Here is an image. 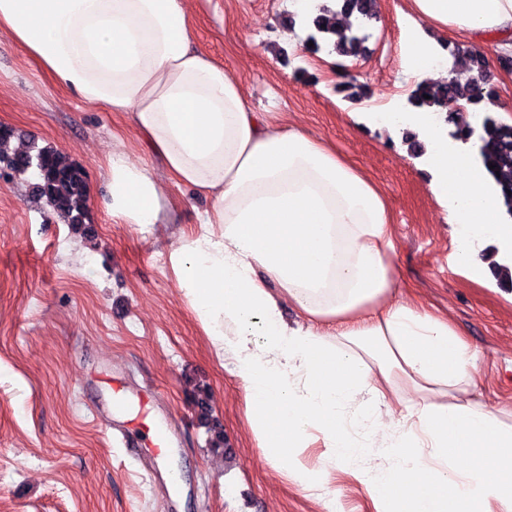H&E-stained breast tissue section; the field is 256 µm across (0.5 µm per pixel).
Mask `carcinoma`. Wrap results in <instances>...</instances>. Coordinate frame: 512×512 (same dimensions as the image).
I'll list each match as a JSON object with an SVG mask.
<instances>
[{"mask_svg": "<svg viewBox=\"0 0 512 512\" xmlns=\"http://www.w3.org/2000/svg\"><path fill=\"white\" fill-rule=\"evenodd\" d=\"M336 14L348 18L345 27L338 29L325 22L318 14L308 20L310 33L306 42L313 43L312 49L320 48L324 42L340 56L358 57L366 52V36L359 29L376 19V0H336ZM471 70L477 73L476 79L465 89H459L450 80L444 84L430 86L420 84L414 89L408 105L414 110L431 109L442 112L448 108V100L457 96L466 103L478 107L488 98H493L490 90V72L481 57L470 59ZM481 131L479 160L491 176L496 173L508 174V179L499 182L501 197L508 215L512 216V126L499 123L491 115H483L478 124ZM35 162L36 190L44 199L50 213L64 224H80L88 201V186L84 170L73 163L62 151L53 148L30 146L9 156V163L18 170L21 163ZM495 168H490V165Z\"/></svg>", "mask_w": 512, "mask_h": 512, "instance_id": "cac0c4a2", "label": "carcinoma"}]
</instances>
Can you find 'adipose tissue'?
Wrapping results in <instances>:
<instances>
[{"label": "adipose tissue", "instance_id": "obj_1", "mask_svg": "<svg viewBox=\"0 0 512 512\" xmlns=\"http://www.w3.org/2000/svg\"><path fill=\"white\" fill-rule=\"evenodd\" d=\"M403 60L415 83L447 80L442 35L512 55V0H407ZM90 108L126 113L178 187L208 202L204 230L173 249L178 287L216 353L233 351L264 455L301 486L296 455L318 433L354 467L377 512H512V425L474 401L475 356L448 320L393 299L391 216L377 186L339 152L256 111L193 42L190 0H0V33ZM360 124L411 127L458 266L512 269V217L470 146L428 110ZM106 207L151 231L165 192L147 165L109 154ZM494 246L492 261L477 245ZM294 305L302 323L283 318ZM406 414L387 432L384 390ZM381 434L371 465L349 431Z\"/></svg>", "mask_w": 512, "mask_h": 512}]
</instances>
